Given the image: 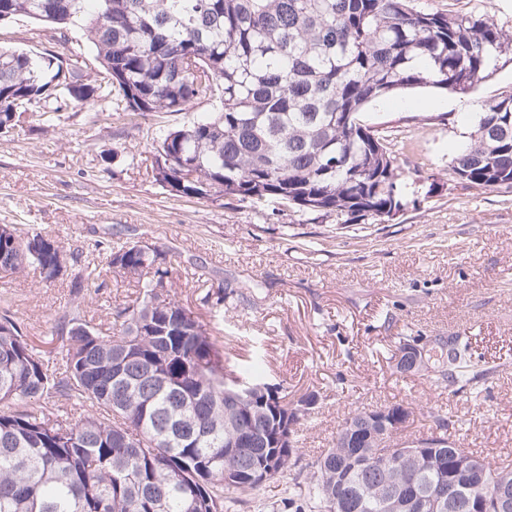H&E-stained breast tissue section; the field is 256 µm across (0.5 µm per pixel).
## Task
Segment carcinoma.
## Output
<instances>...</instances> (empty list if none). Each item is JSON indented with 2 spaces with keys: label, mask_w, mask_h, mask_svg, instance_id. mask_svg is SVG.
I'll use <instances>...</instances> for the list:
<instances>
[{
  "label": "carcinoma",
  "mask_w": 512,
  "mask_h": 512,
  "mask_svg": "<svg viewBox=\"0 0 512 512\" xmlns=\"http://www.w3.org/2000/svg\"><path fill=\"white\" fill-rule=\"evenodd\" d=\"M411 0H0V22L35 18L64 34L80 25L105 82L83 80V59L0 47V127L14 113L69 106L103 111L204 112L157 139L155 181L178 196L270 200L341 217L390 216L405 206L411 162L360 123L365 107L401 89L466 93L512 51V32L489 17L418 11ZM472 185L512 192V94L484 104L471 143L451 162ZM55 238L0 224V268L59 278ZM71 306L56 327L64 364L0 311V512H224L291 476L287 512H428L413 495L484 512L512 494V464L465 448L446 419L415 438L383 431L375 409L351 412L307 473L296 425L316 396L295 404L265 382L253 350L241 364L172 295L176 268L143 241L110 251L107 269L138 296L112 309L111 332L86 319L80 296L104 270L71 253ZM247 295L219 282L209 309ZM429 345L430 386L488 389L495 367L470 336H401L396 350ZM479 466L457 469V459Z\"/></svg>",
  "instance_id": "1"
}]
</instances>
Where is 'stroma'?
I'll list each match as a JSON object with an SVG mask.
<instances>
[{
  "instance_id": "35a3bbf8",
  "label": "stroma",
  "mask_w": 512,
  "mask_h": 512,
  "mask_svg": "<svg viewBox=\"0 0 512 512\" xmlns=\"http://www.w3.org/2000/svg\"><path fill=\"white\" fill-rule=\"evenodd\" d=\"M447 15L475 13L512 27V0H413ZM0 46L24 52L80 54L84 75L105 71L82 27L65 34L19 16L0 25ZM512 93V54L469 93L417 87L369 104L362 119L398 157L417 169L407 204L391 217L343 221L294 205L226 197L204 200L164 191L153 175L160 130L192 120L189 112L131 118L88 106L40 119L23 114L0 133V224L48 234L102 266L100 243L146 241L176 258L174 290L197 308L199 294L230 281L247 302L230 298L203 320L229 356L259 348L266 382L287 400L318 401L299 446L312 461L330 446L338 423L357 408L403 405L427 429V408L441 410L466 448L512 461V192L458 180L450 162L466 146L482 104ZM137 295L134 282L109 276L82 308L107 329L115 306ZM71 301L67 278L41 282L37 272L0 279L27 335L57 348L56 325ZM480 337L487 360L501 366L487 392L473 398L429 387L397 372L402 336Z\"/></svg>"
}]
</instances>
